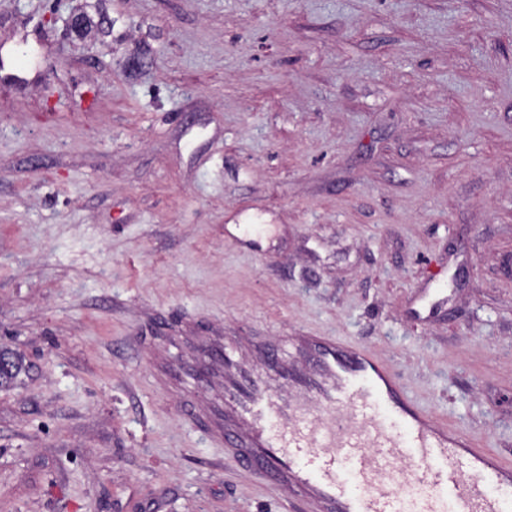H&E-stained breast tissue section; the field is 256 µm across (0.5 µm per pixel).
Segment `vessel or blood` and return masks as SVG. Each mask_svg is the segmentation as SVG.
Returning a JSON list of instances; mask_svg holds the SVG:
<instances>
[{"instance_id":"obj_1","label":"vessel or blood","mask_w":512,"mask_h":512,"mask_svg":"<svg viewBox=\"0 0 512 512\" xmlns=\"http://www.w3.org/2000/svg\"><path fill=\"white\" fill-rule=\"evenodd\" d=\"M192 342L209 350L206 375L220 390L200 405L211 439L308 512H400L402 473L427 492L420 512H504L486 486L512 489V465L416 408L371 351L302 334L289 339L294 361L260 341L247 363L227 358L223 337ZM266 369L278 374L279 389L266 383ZM347 464L352 487L341 478Z\"/></svg>"}]
</instances>
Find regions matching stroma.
<instances>
[{"label":"stroma","instance_id":"stroma-1","mask_svg":"<svg viewBox=\"0 0 512 512\" xmlns=\"http://www.w3.org/2000/svg\"><path fill=\"white\" fill-rule=\"evenodd\" d=\"M303 332L512 457V0H0V512H304L151 367Z\"/></svg>","mask_w":512,"mask_h":512}]
</instances>
